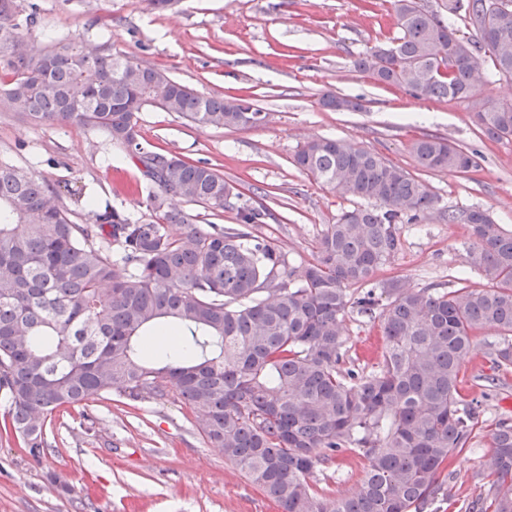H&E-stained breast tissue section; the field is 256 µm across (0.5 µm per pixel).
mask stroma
Listing matches in <instances>:
<instances>
[{
    "mask_svg": "<svg viewBox=\"0 0 512 512\" xmlns=\"http://www.w3.org/2000/svg\"><path fill=\"white\" fill-rule=\"evenodd\" d=\"M35 5L39 44L78 40L101 46V23L112 22V50L165 71L204 94L249 99L266 113L255 128H201L176 114L147 107L140 140L219 169L239 191L221 209L177 201L198 223L238 227L242 203L264 205L254 235L274 242L295 268L314 262L325 225L358 201L299 171L293 156L311 138L346 139L379 153L422 181L442 206H478L512 230V140L484 136L466 102L413 97L356 71L355 57L396 33L392 0H178L164 13L145 0H24ZM358 98L356 112L325 109L323 95ZM436 134L479 153L465 174L423 169L411 145ZM0 159L65 186L63 204L77 223H93V206L111 204L147 217L143 176L103 133L77 126H36L0 111ZM401 248L377 272L410 288L449 290L470 244L464 225L432 213L398 227ZM348 361L375 365L384 346L379 320L349 310ZM496 331H483L464 361L466 398L482 402L488 421L511 419L512 371L494 363ZM497 379L487 388L484 377ZM48 448L30 454L0 435V512H281L222 449L199 434L181 403L98 399L84 411L57 413L46 426ZM489 447L479 433L454 458L448 492L437 512H468L483 491L478 458ZM357 453L314 472L312 484L352 492L362 473Z\"/></svg>",
    "mask_w": 512,
    "mask_h": 512,
    "instance_id": "1",
    "label": "stroma"
}]
</instances>
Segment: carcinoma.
<instances>
[{
	"mask_svg": "<svg viewBox=\"0 0 512 512\" xmlns=\"http://www.w3.org/2000/svg\"><path fill=\"white\" fill-rule=\"evenodd\" d=\"M397 34L353 66L411 95L466 101L492 140L512 137V103L486 108L482 72L512 82V0H453L473 34L461 36L420 0H393ZM35 7L0 0V109L42 126L104 133L141 166L149 221L110 205L77 224L61 190L0 160V393L5 433L37 452L47 420L91 399L177 398L200 434L283 512H434L450 462L488 429L480 462L482 512H512V422L490 426L460 392L464 359L483 329L501 335L496 365H512V230L487 210L439 206L404 168L354 141L303 143L294 165L366 205L326 225L317 258L298 270L273 242L242 229L202 226L170 196L224 208V175L139 142L148 106L213 128H254L261 110L200 94L160 69L147 72L108 45L32 42ZM433 171L469 172L475 154L424 135L412 144ZM468 226L469 269L491 288L413 289L375 273L400 247L397 225L431 212ZM263 209L238 208L243 226ZM117 253H112V247ZM366 285L354 297L348 289ZM387 298L381 303V298ZM380 320L385 346L369 373L345 366L347 311ZM167 327L178 352L144 360L139 339ZM347 451L364 460L354 492L309 481Z\"/></svg>",
	"mask_w": 512,
	"mask_h": 512,
	"instance_id": "obj_1",
	"label": "carcinoma"
}]
</instances>
